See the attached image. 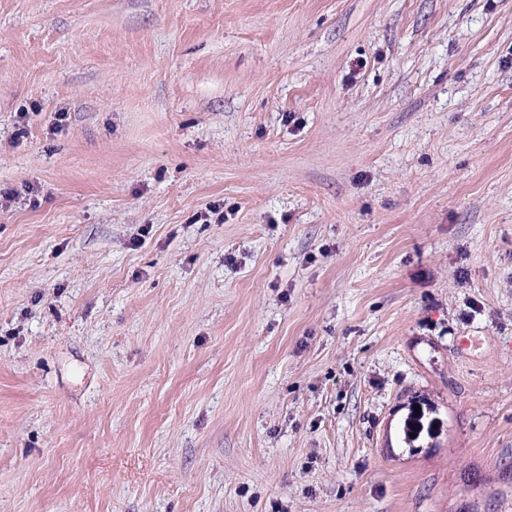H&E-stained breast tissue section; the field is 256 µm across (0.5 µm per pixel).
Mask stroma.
<instances>
[{
	"instance_id": "stroma-1",
	"label": "stroma",
	"mask_w": 512,
	"mask_h": 512,
	"mask_svg": "<svg viewBox=\"0 0 512 512\" xmlns=\"http://www.w3.org/2000/svg\"><path fill=\"white\" fill-rule=\"evenodd\" d=\"M0 512H512V0H0Z\"/></svg>"
}]
</instances>
